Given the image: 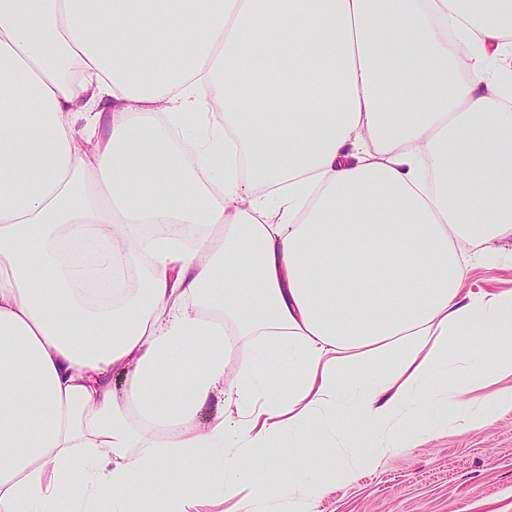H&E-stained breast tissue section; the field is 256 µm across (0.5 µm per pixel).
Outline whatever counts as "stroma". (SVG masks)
Wrapping results in <instances>:
<instances>
[{
  "label": "stroma",
  "instance_id": "35a3bbf8",
  "mask_svg": "<svg viewBox=\"0 0 512 512\" xmlns=\"http://www.w3.org/2000/svg\"><path fill=\"white\" fill-rule=\"evenodd\" d=\"M422 423L410 419L401 447L355 485L330 483L319 512H512V413L408 446Z\"/></svg>",
  "mask_w": 512,
  "mask_h": 512
}]
</instances>
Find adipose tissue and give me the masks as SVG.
<instances>
[{
    "label": "adipose tissue",
    "mask_w": 512,
    "mask_h": 512,
    "mask_svg": "<svg viewBox=\"0 0 512 512\" xmlns=\"http://www.w3.org/2000/svg\"><path fill=\"white\" fill-rule=\"evenodd\" d=\"M510 50L512 0H0V512H317L512 413V289L463 288Z\"/></svg>",
    "instance_id": "1"
}]
</instances>
